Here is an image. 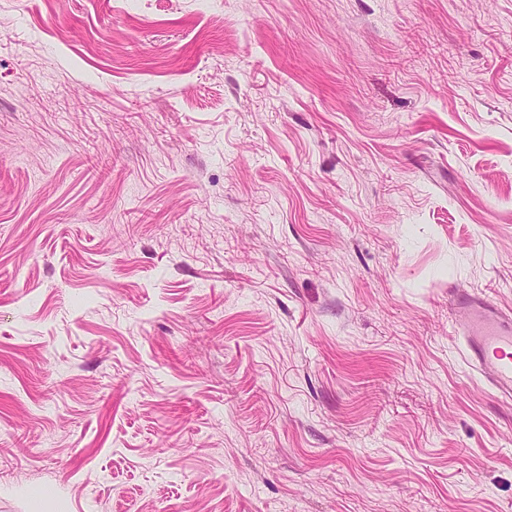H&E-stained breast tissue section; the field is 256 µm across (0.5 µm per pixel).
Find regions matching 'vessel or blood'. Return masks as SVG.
<instances>
[{
  "mask_svg": "<svg viewBox=\"0 0 512 512\" xmlns=\"http://www.w3.org/2000/svg\"><path fill=\"white\" fill-rule=\"evenodd\" d=\"M448 310L468 365L494 397L512 403V311L485 296L452 285Z\"/></svg>",
  "mask_w": 512,
  "mask_h": 512,
  "instance_id": "b4317fda",
  "label": "vessel or blood"
}]
</instances>
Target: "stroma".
Returning a JSON list of instances; mask_svg holds the SVG:
<instances>
[{"label": "stroma", "instance_id": "35a3bbf8", "mask_svg": "<svg viewBox=\"0 0 512 512\" xmlns=\"http://www.w3.org/2000/svg\"><path fill=\"white\" fill-rule=\"evenodd\" d=\"M512 0H0V512H512ZM448 310L468 365L498 401L511 404L512 311L457 285L448 286Z\"/></svg>", "mask_w": 512, "mask_h": 512}]
</instances>
